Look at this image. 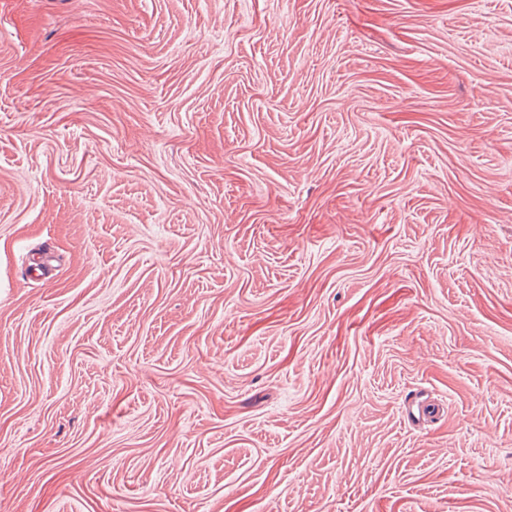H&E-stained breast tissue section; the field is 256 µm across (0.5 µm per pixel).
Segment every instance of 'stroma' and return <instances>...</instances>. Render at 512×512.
Wrapping results in <instances>:
<instances>
[{"instance_id":"stroma-1","label":"stroma","mask_w":512,"mask_h":512,"mask_svg":"<svg viewBox=\"0 0 512 512\" xmlns=\"http://www.w3.org/2000/svg\"><path fill=\"white\" fill-rule=\"evenodd\" d=\"M0 485L512 512V0H0Z\"/></svg>"}]
</instances>
